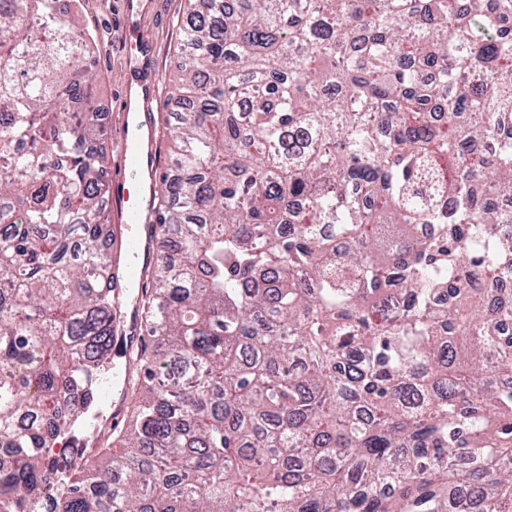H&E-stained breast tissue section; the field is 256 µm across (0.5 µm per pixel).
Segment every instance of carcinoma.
<instances>
[{
	"mask_svg": "<svg viewBox=\"0 0 512 512\" xmlns=\"http://www.w3.org/2000/svg\"><path fill=\"white\" fill-rule=\"evenodd\" d=\"M78 9L0 0V512H512V0H185L134 422L61 486L114 343Z\"/></svg>",
	"mask_w": 512,
	"mask_h": 512,
	"instance_id": "cac0c4a2",
	"label": "carcinoma"
}]
</instances>
